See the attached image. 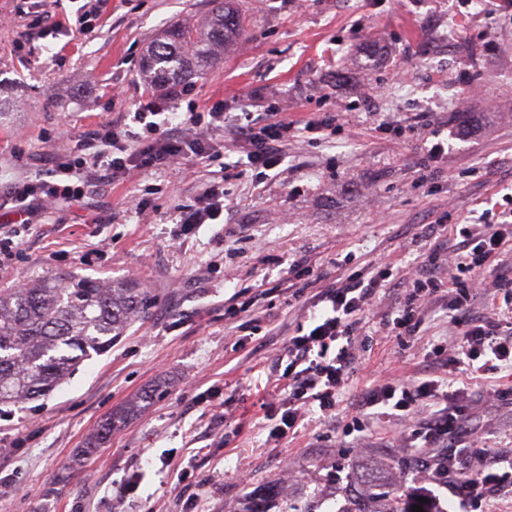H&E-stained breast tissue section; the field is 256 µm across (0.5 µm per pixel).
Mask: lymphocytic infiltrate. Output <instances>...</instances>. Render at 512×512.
Masks as SVG:
<instances>
[{
    "instance_id": "1",
    "label": "lymphocytic infiltrate",
    "mask_w": 512,
    "mask_h": 512,
    "mask_svg": "<svg viewBox=\"0 0 512 512\" xmlns=\"http://www.w3.org/2000/svg\"><path fill=\"white\" fill-rule=\"evenodd\" d=\"M224 120L220 112L192 110L183 113L179 127L173 128L168 120L151 121L146 113L137 112L132 121L139 124L138 132L108 123L83 133L68 146L66 161L56 163L51 180L11 188L8 199L21 221L0 230V269L9 268L15 257L17 239L29 227L28 217L46 205L85 196L89 188L81 177L85 168H95L99 180L111 182L149 165L168 166L189 156L211 159L210 134ZM236 127L243 158L265 172L282 165L284 149L296 130L293 122L273 112L244 113ZM223 196L217 187H206L182 210L184 231L217 220L224 210ZM484 215L485 223L448 227L457 276L444 277L440 252L432 250L411 271L391 320L397 335L412 333L424 310L449 293L455 310L462 313L463 331L453 342L434 344L422 378L376 380L357 402L360 409H378L397 421L400 437L415 448L420 466L434 474L438 486L452 489L460 505L469 507L512 488V461L499 459L479 442L460 391L443 387L448 374L512 372V277L503 274L490 282L483 275L484 269L500 266L503 254L512 251V208L488 209ZM392 275L390 264L369 263L310 296L309 324L289 337L282 355L287 394L281 403L263 405L273 422L270 437H287L311 409L325 415L335 411L356 360L355 333L376 295L391 285ZM482 297L502 301L503 310L490 315L474 312V303Z\"/></svg>"
}]
</instances>
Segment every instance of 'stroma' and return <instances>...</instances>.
Returning a JSON list of instances; mask_svg holds the SVG:
<instances>
[{"instance_id": "35a3bbf8", "label": "stroma", "mask_w": 512, "mask_h": 512, "mask_svg": "<svg viewBox=\"0 0 512 512\" xmlns=\"http://www.w3.org/2000/svg\"><path fill=\"white\" fill-rule=\"evenodd\" d=\"M240 2L246 39L187 79L178 109L280 111L299 126L284 171L228 175V123L213 136V160L148 166L36 213L0 289L73 273L137 282L152 305L49 395L0 409V512H252L262 501L271 512H384L395 496L415 505L433 492L457 512L392 424L365 416L362 432L344 433L374 378H420L433 343L456 335L448 300L399 338L387 321L403 293L381 291L334 416L312 411L274 442L261 404L277 400L268 378L308 315L301 281L278 285L284 265L305 260L330 283L351 253L404 274L442 240L430 224L478 223L512 195V0ZM84 3L0 0L11 19L0 26V225L15 219L4 206L12 184L46 176L83 132L159 100L141 76L147 46L211 10V0H105L83 36L69 24ZM42 13L61 23L44 38L31 26ZM319 112L341 113V128L306 132ZM215 183L223 215L184 232L177 208ZM244 286L274 334L243 335L225 317ZM481 383L472 422L512 457V403L496 394L512 377ZM144 393L148 404L127 412ZM111 415L110 439L89 447Z\"/></svg>"}]
</instances>
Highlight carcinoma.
I'll list each match as a JSON object with an SVG mask.
<instances>
[{"instance_id":"carcinoma-1","label":"carcinoma","mask_w":512,"mask_h":512,"mask_svg":"<svg viewBox=\"0 0 512 512\" xmlns=\"http://www.w3.org/2000/svg\"><path fill=\"white\" fill-rule=\"evenodd\" d=\"M217 6L196 30L172 26L147 48L142 71L162 92L191 69L203 70L245 33L235 0ZM147 289L65 274L23 288L0 289V405L45 396L93 355L112 348L134 322L146 318Z\"/></svg>"}]
</instances>
